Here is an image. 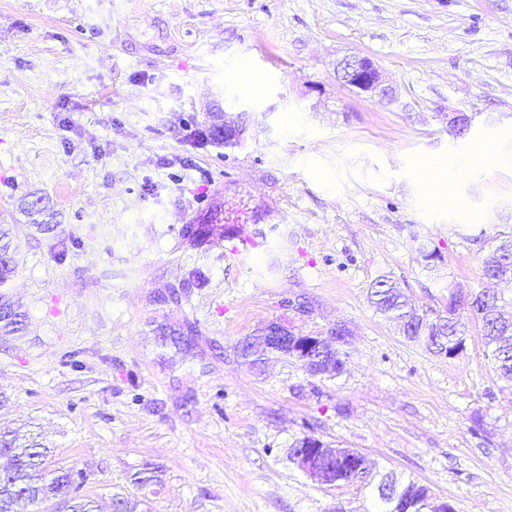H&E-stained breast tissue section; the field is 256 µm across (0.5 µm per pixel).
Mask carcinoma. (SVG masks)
Wrapping results in <instances>:
<instances>
[{
  "label": "carcinoma",
  "instance_id": "cac0c4a2",
  "mask_svg": "<svg viewBox=\"0 0 512 512\" xmlns=\"http://www.w3.org/2000/svg\"><path fill=\"white\" fill-rule=\"evenodd\" d=\"M10 248L9 232L0 227V287L15 272L16 261ZM492 254L495 262L483 264V275H512V235L500 236ZM371 299L376 309L390 319L413 323L412 333L406 336L408 341L421 342L429 352L448 357L459 354L465 347L468 329L457 316V311L468 308L481 322L485 351L494 360L500 375L512 380V317L503 316L497 295L479 293L469 302L460 303L450 292L448 315L435 317L420 311L409 296L387 279H380L374 284ZM19 323L20 314L11 304L1 301L0 324L5 328H15ZM269 354L271 351L262 346L261 338L256 337L249 347L241 349L240 357L252 366ZM1 457L7 459L9 466L4 474H0V512H11L13 503L20 496L35 504L64 498L71 512H96L95 501L80 494L84 479H74L73 469L55 464L53 451L45 445L10 431H1ZM360 458L361 454L355 450H336L338 481L327 490L369 488L376 502L375 512H432L426 485L414 480L400 481L388 473L376 482L375 464L368 460L365 461V475L361 477L357 472ZM131 482L138 490L149 486L161 488L164 484L160 472L149 466L133 473Z\"/></svg>",
  "mask_w": 512,
  "mask_h": 512
}]
</instances>
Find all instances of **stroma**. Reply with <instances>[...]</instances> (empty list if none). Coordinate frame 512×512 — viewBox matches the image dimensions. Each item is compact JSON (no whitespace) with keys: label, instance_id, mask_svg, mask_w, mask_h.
Instances as JSON below:
<instances>
[{"label":"stroma","instance_id":"35a3bbf8","mask_svg":"<svg viewBox=\"0 0 512 512\" xmlns=\"http://www.w3.org/2000/svg\"><path fill=\"white\" fill-rule=\"evenodd\" d=\"M352 55L394 103L343 83ZM450 158L439 204L422 167ZM0 224V296L25 316L0 330V430L38 433L99 512L115 492L139 512H373L289 461L305 435L457 512H512V381L477 318L460 309L465 348L438 357L369 299L385 277L431 313L455 289L512 312V283L482 275L512 232V0H0ZM271 323L346 327L342 375L244 364ZM146 465L165 482L148 497L130 483ZM9 232L0 227V287L4 286L15 272L16 261L10 252ZM3 241V243H2Z\"/></svg>","mask_w":512,"mask_h":512}]
</instances>
